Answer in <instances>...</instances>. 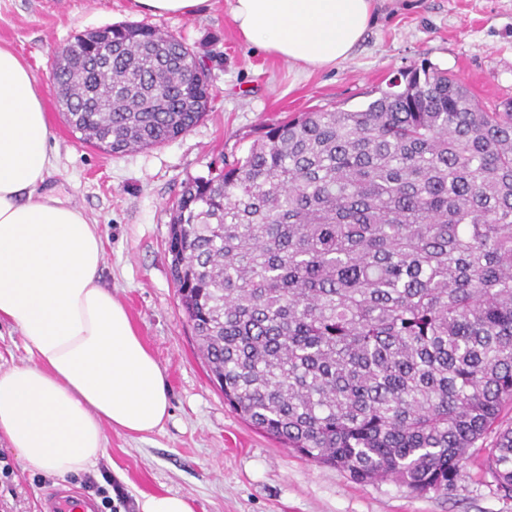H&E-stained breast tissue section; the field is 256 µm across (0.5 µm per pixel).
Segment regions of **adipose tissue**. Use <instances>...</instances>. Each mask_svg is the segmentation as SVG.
I'll list each match as a JSON object with an SVG mask.
<instances>
[{
    "mask_svg": "<svg viewBox=\"0 0 512 512\" xmlns=\"http://www.w3.org/2000/svg\"><path fill=\"white\" fill-rule=\"evenodd\" d=\"M373 0H230L241 40L305 69L346 60ZM53 138L30 67L0 46V322L27 363L0 369V440L25 471L93 475L104 429L154 432L169 416L163 371L101 281L103 239L43 185Z\"/></svg>",
    "mask_w": 512,
    "mask_h": 512,
    "instance_id": "ef3b65f1",
    "label": "adipose tissue"
}]
</instances>
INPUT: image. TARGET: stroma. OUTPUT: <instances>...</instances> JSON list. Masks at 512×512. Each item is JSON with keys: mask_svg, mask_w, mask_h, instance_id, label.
Segmentation results:
<instances>
[{"mask_svg": "<svg viewBox=\"0 0 512 512\" xmlns=\"http://www.w3.org/2000/svg\"><path fill=\"white\" fill-rule=\"evenodd\" d=\"M375 19L351 57L303 71L241 41L229 0L190 17L137 13L132 0H0V45L32 69L54 134L47 184L80 206L104 241L103 276L160 364L170 415L145 436L106 429L94 497L105 488L117 512H138L144 494L177 493L193 512H512L475 449L447 493L417 496L386 479L360 483L309 461L245 421L210 380L169 271L170 209L184 182L221 157L242 156L262 124L314 109L355 110L399 72L428 63L459 78L490 105L512 98V0H376ZM121 23L183 38L208 59L213 99L190 132L112 155L80 141L65 122L51 79L58 49L76 34ZM0 480V512H42L52 478L12 462Z\"/></svg>", "mask_w": 512, "mask_h": 512, "instance_id": "obj_1", "label": "stroma"}]
</instances>
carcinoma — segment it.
<instances>
[{
    "mask_svg": "<svg viewBox=\"0 0 512 512\" xmlns=\"http://www.w3.org/2000/svg\"><path fill=\"white\" fill-rule=\"evenodd\" d=\"M74 37L65 120L112 154L188 133L213 98L185 41ZM184 183L167 246L224 402L357 482L447 492L476 443L512 495V100L424 64L358 110L266 123Z\"/></svg>",
    "mask_w": 512,
    "mask_h": 512,
    "instance_id": "1",
    "label": "carcinoma"
}]
</instances>
